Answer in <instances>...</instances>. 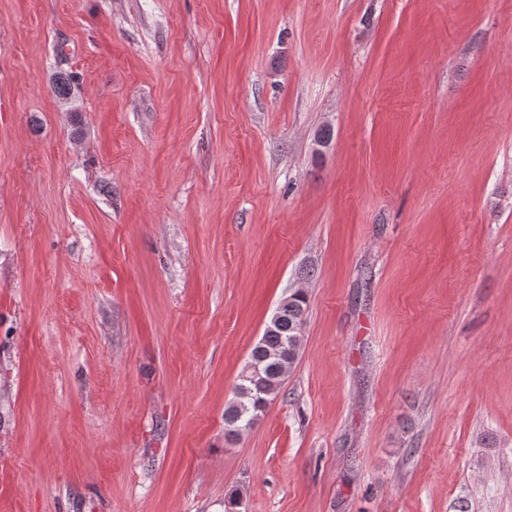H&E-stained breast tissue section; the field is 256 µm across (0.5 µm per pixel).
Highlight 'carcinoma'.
<instances>
[{"label": "carcinoma", "instance_id": "cac0c4a2", "mask_svg": "<svg viewBox=\"0 0 512 512\" xmlns=\"http://www.w3.org/2000/svg\"><path fill=\"white\" fill-rule=\"evenodd\" d=\"M293 301L251 349L249 360L260 366L261 375L238 379L234 399L224 409L225 436L234 437L240 430L252 428L267 405L277 396L280 385L281 361H294L300 343L296 330L304 324L306 295H291Z\"/></svg>", "mask_w": 512, "mask_h": 512}]
</instances>
